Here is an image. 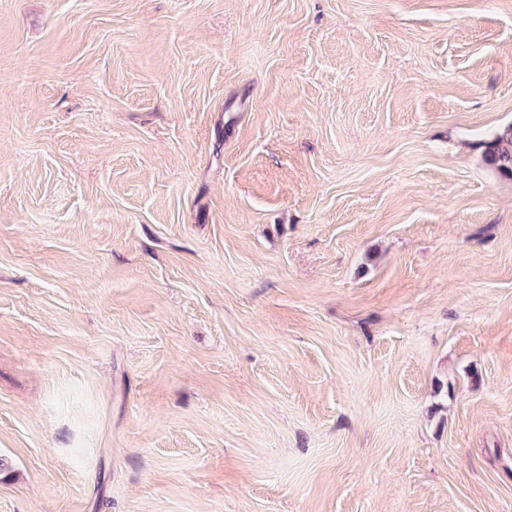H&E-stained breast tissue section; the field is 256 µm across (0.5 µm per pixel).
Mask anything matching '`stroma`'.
<instances>
[{"label": "stroma", "instance_id": "1", "mask_svg": "<svg viewBox=\"0 0 512 512\" xmlns=\"http://www.w3.org/2000/svg\"><path fill=\"white\" fill-rule=\"evenodd\" d=\"M512 0H0V512H512ZM485 158L489 165L512 176V126L487 143Z\"/></svg>", "mask_w": 512, "mask_h": 512}]
</instances>
